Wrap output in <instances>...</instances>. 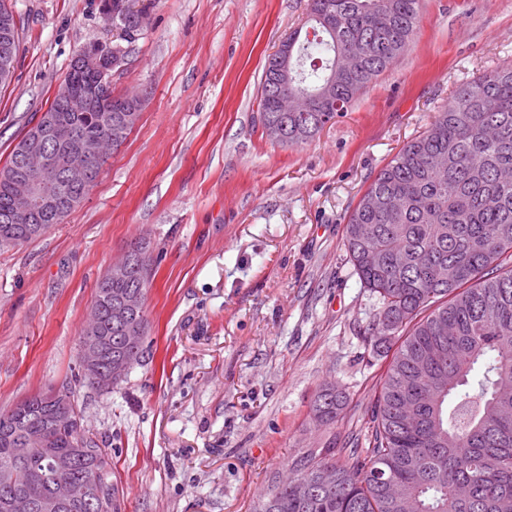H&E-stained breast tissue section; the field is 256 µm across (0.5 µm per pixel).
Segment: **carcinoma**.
I'll return each instance as SVG.
<instances>
[{
  "label": "carcinoma",
  "instance_id": "1",
  "mask_svg": "<svg viewBox=\"0 0 512 512\" xmlns=\"http://www.w3.org/2000/svg\"><path fill=\"white\" fill-rule=\"evenodd\" d=\"M421 0H310L306 23L288 34L292 46L291 90L306 98L302 112H281L268 90L274 79L264 67L260 87V122L297 124L315 137L352 100L403 55L415 33ZM0 0V47L10 39L18 52L17 25ZM81 84L62 82L48 107L50 123L82 137H113L122 144L129 132L116 136L122 109L130 98L101 90L86 112H57L63 93ZM32 130L13 147L0 169V240L27 243L59 224L79 205L94 182L73 188L59 179L46 191L36 231H23L7 219L15 182L24 176L18 161ZM442 155L440 168L430 166ZM386 200L377 211L363 202L349 212L344 248L363 287L380 310L366 328L368 339L394 342L395 350L382 374L371 407L372 427L361 455H342L330 442L317 452L299 451L291 475L273 478V497L266 509L252 512H404L410 502L422 512H512V417L500 414V392L512 389V65L487 72L458 87L448 106L422 135L408 142L377 174L365 192ZM382 256L379 265L368 254ZM454 264L455 282L439 279L442 266ZM153 258L146 273L131 271L124 279L108 275L97 285L98 317L83 328L80 340L101 348L100 367L121 351L123 324H147L145 314L121 318L116 303L141 287L147 293ZM445 322L458 335L441 336ZM443 346L446 355L432 363V372L446 383L436 387L422 362ZM481 377L473 379L476 366ZM429 400L415 406L418 422L407 425L402 414L417 394ZM74 406L71 392L57 391L52 402L33 396L0 411V512L4 501L22 492L38 503L48 492L46 475L54 457L72 456L73 477L96 476L102 497L96 512H115L107 453L87 433L79 416L48 432L46 448L18 457L19 431L48 428L59 404ZM346 396L327 386L312 410L321 424H336ZM336 469V484L326 486L320 474ZM303 478L310 492L299 497L295 482Z\"/></svg>",
  "mask_w": 512,
  "mask_h": 512
}]
</instances>
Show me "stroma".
Instances as JSON below:
<instances>
[{
    "label": "stroma",
    "mask_w": 512,
    "mask_h": 512,
    "mask_svg": "<svg viewBox=\"0 0 512 512\" xmlns=\"http://www.w3.org/2000/svg\"><path fill=\"white\" fill-rule=\"evenodd\" d=\"M7 5L19 52L0 167L86 45L125 50L112 91L138 96L141 116L62 223L0 249V410L71 388L118 512H250L299 449L365 437L388 359L364 340L379 307L346 260L345 217L461 84L512 64V0H421L405 55L299 146L265 136L259 85L308 0H134L133 41L102 0ZM143 238V358L99 392L80 333L98 282ZM327 383L348 396L331 430L310 418Z\"/></svg>",
    "instance_id": "1"
}]
</instances>
